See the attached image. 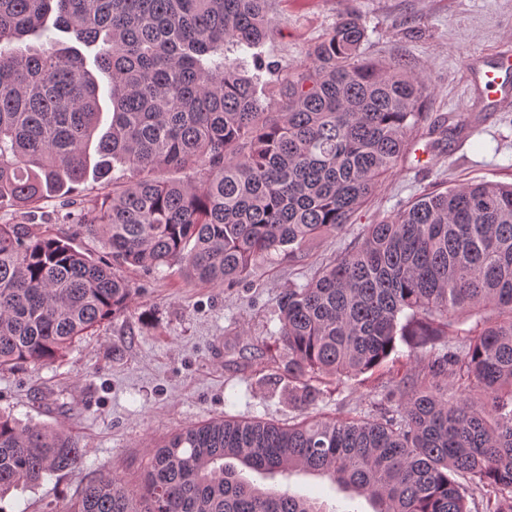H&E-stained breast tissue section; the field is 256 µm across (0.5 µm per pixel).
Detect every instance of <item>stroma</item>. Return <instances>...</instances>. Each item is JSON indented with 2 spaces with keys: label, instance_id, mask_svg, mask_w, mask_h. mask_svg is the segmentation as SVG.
<instances>
[{
  "label": "stroma",
  "instance_id": "obj_1",
  "mask_svg": "<svg viewBox=\"0 0 512 512\" xmlns=\"http://www.w3.org/2000/svg\"><path fill=\"white\" fill-rule=\"evenodd\" d=\"M348 10L366 28L361 60L397 61L428 80L425 127L411 138L412 157L341 232L314 239L292 256L260 258L232 286L203 284L175 268H125L132 285L125 313L81 336L48 365L0 371L1 413L71 432L84 450L79 471L12 490L0 499V512H60L78 487L104 477L139 490L154 446L180 428L226 416L279 424L365 417L368 392L397 380L398 366H406L414 382L425 380L428 356L410 355L401 343L382 369L318 379L322 401L302 410L289 401L288 382L279 379L275 364L253 356L257 347L281 354L280 296L360 243L367 225L436 189L512 182V107L489 106L476 72L512 39V0H267L273 34L261 48L265 61L280 70L308 68L311 48ZM464 113L471 130L431 147L427 127ZM107 191L91 176L73 204L53 197L24 213L0 209V224L23 220L32 232L52 231L100 257V239L59 218L92 207Z\"/></svg>",
  "mask_w": 512,
  "mask_h": 512
}]
</instances>
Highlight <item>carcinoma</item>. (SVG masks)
<instances>
[{"mask_svg": "<svg viewBox=\"0 0 512 512\" xmlns=\"http://www.w3.org/2000/svg\"><path fill=\"white\" fill-rule=\"evenodd\" d=\"M266 0H0V209L65 198L92 172L112 184L75 223L110 260L26 224H0V371L44 365L123 313L119 268L178 266L205 284L243 279L260 257L340 232L408 153L428 82L359 60L365 27L341 15L288 75L268 111L257 49ZM96 48L109 77V131L96 136L100 86L47 19ZM34 37L39 45H27ZM97 161L89 167L90 153ZM158 168L189 170L157 181ZM488 306L465 351L438 343ZM278 369L290 400L322 398L311 379L383 367L397 342L429 356L442 383L400 380L369 418L279 426L224 418L155 447L143 500L116 478L83 485L60 512H359L258 486L305 472L366 499L372 512H470L467 477L512 512V183L434 190L279 300ZM464 393L448 397L450 379ZM77 438L0 414V496L72 472Z\"/></svg>", "mask_w": 512, "mask_h": 512, "instance_id": "1", "label": "carcinoma"}]
</instances>
